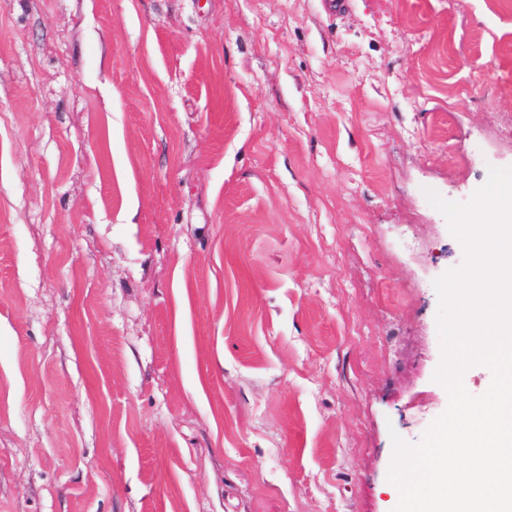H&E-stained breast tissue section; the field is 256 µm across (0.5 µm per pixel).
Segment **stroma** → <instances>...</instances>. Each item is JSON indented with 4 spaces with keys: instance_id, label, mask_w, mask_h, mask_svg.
<instances>
[{
    "instance_id": "35a3bbf8",
    "label": "stroma",
    "mask_w": 512,
    "mask_h": 512,
    "mask_svg": "<svg viewBox=\"0 0 512 512\" xmlns=\"http://www.w3.org/2000/svg\"><path fill=\"white\" fill-rule=\"evenodd\" d=\"M508 121L488 0H0V512H394Z\"/></svg>"
}]
</instances>
